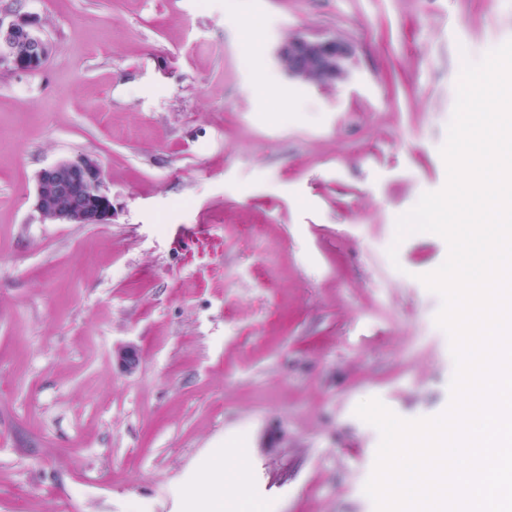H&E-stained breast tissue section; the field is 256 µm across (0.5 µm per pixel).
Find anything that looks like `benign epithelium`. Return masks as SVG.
<instances>
[{
    "instance_id": "obj_1",
    "label": "benign epithelium",
    "mask_w": 512,
    "mask_h": 512,
    "mask_svg": "<svg viewBox=\"0 0 512 512\" xmlns=\"http://www.w3.org/2000/svg\"><path fill=\"white\" fill-rule=\"evenodd\" d=\"M31 14L0 20V65L19 73H33L46 61L50 47L37 33ZM354 53L351 44L335 38L293 37L277 53L280 68L290 77L317 86L332 85L347 75ZM33 208L45 221L58 224H110L112 196L103 182L99 163L88 156L62 160L42 169L36 177ZM119 365L132 371L138 350L129 344L116 353Z\"/></svg>"
}]
</instances>
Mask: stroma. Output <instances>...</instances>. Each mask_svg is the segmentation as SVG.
I'll list each match as a JSON object with an SVG mask.
<instances>
[{
  "instance_id": "1",
  "label": "stroma",
  "mask_w": 512,
  "mask_h": 512,
  "mask_svg": "<svg viewBox=\"0 0 512 512\" xmlns=\"http://www.w3.org/2000/svg\"><path fill=\"white\" fill-rule=\"evenodd\" d=\"M51 46L0 67V512H375L376 398L450 403L446 241L396 220L447 180L463 59L512 0H0ZM332 37L346 78L276 60ZM88 155L108 224H47L37 173ZM396 256H389L390 246ZM134 344L126 372L116 348ZM353 53V46L339 39L293 37L278 50L277 62L289 77L325 86L346 77Z\"/></svg>"
}]
</instances>
